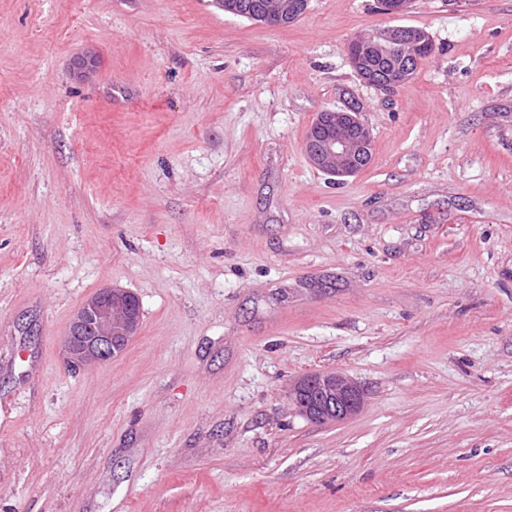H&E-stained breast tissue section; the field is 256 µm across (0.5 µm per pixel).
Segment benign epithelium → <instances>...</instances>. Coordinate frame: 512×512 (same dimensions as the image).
Instances as JSON below:
<instances>
[{
	"label": "benign epithelium",
	"mask_w": 512,
	"mask_h": 512,
	"mask_svg": "<svg viewBox=\"0 0 512 512\" xmlns=\"http://www.w3.org/2000/svg\"><path fill=\"white\" fill-rule=\"evenodd\" d=\"M413 0H381L385 13L402 16ZM307 9V0H271L257 18L270 26L288 25ZM418 49H433L427 31L390 26L362 35L347 46V59L366 83L390 91L410 78ZM304 152L316 169L339 178L351 177L373 158V135L350 110L320 112L312 120ZM141 320L137 296L127 290L102 288L76 312L64 353L73 367L109 362L136 335ZM296 412L315 424L339 422L356 414L365 402L364 389L337 372H315L299 378L290 389Z\"/></svg>",
	"instance_id": "benign-epithelium-1"
}]
</instances>
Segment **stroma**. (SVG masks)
<instances>
[{"label": "stroma", "instance_id": "stroma-1", "mask_svg": "<svg viewBox=\"0 0 512 512\" xmlns=\"http://www.w3.org/2000/svg\"><path fill=\"white\" fill-rule=\"evenodd\" d=\"M395 25L435 50L386 93L346 48ZM104 287L139 330L72 369ZM321 371L358 414H297ZM0 512H512V0H0ZM271 2L264 6V10L256 15L248 9L247 4L239 0H217V3L223 7L224 12L236 16L247 15L252 18L261 19L262 23L270 26L288 25L297 20L307 9V0H270ZM308 134L305 155L313 167L326 174L339 178L354 176L373 158V135L359 112H320L312 120ZM364 389L337 372H315L299 378L290 389L296 412L315 424L339 422L356 414L365 402Z\"/></svg>", "mask_w": 512, "mask_h": 512}]
</instances>
